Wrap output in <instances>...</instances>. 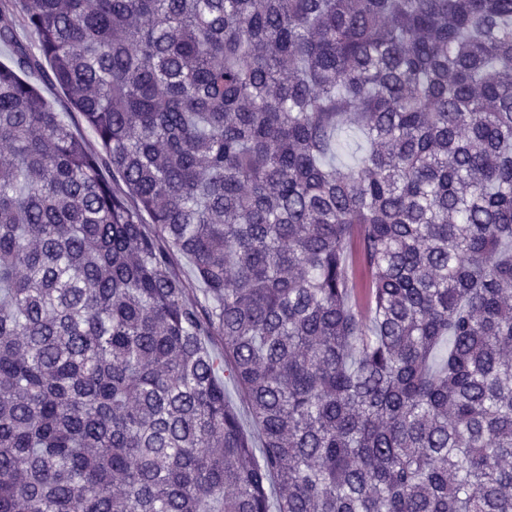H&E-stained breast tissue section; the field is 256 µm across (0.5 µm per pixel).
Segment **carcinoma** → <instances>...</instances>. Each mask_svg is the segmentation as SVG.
<instances>
[{
  "label": "carcinoma",
  "mask_w": 512,
  "mask_h": 512,
  "mask_svg": "<svg viewBox=\"0 0 512 512\" xmlns=\"http://www.w3.org/2000/svg\"><path fill=\"white\" fill-rule=\"evenodd\" d=\"M0 44V512H512V0H0ZM30 80L32 81V83H34L41 89L43 95L47 99L55 102L58 112H63L65 119L67 121L71 122L76 127L77 131L79 133H81V135L88 142H90L93 146L98 147V142H97V139H96L94 133L86 125V123L84 122L82 117L71 108L64 92L50 86L36 74L31 75ZM69 112H74V113H69ZM225 396L226 400L235 408L238 413L240 422L242 424L243 429L252 437L254 442L255 455L257 458L261 457V441L258 437L254 420L249 411L247 404L243 401L240 392L238 389L231 385L226 384L225 386Z\"/></svg>",
  "instance_id": "cac0c4a2"
}]
</instances>
